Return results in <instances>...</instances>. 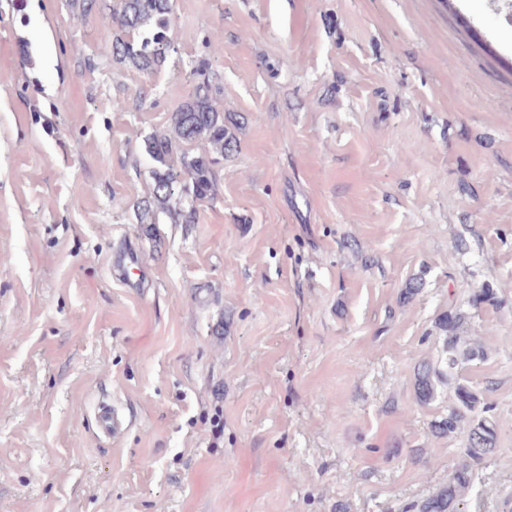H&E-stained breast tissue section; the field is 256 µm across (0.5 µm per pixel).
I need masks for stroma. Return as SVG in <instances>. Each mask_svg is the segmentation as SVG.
Wrapping results in <instances>:
<instances>
[{
	"label": "stroma",
	"instance_id": "35a3bbf8",
	"mask_svg": "<svg viewBox=\"0 0 512 512\" xmlns=\"http://www.w3.org/2000/svg\"><path fill=\"white\" fill-rule=\"evenodd\" d=\"M0 0V512H512V14L505 0H175L167 63L107 12ZM222 39V53L211 43ZM239 115L218 195L149 196L200 66ZM134 248L127 282L115 255ZM410 301L401 291L413 278ZM493 289L492 305L470 306ZM486 350L482 460L433 434L445 311ZM128 428L97 434L96 405ZM445 381V376L429 366H424L416 376L414 390L420 404H429L436 395L437 387ZM471 484L472 476L469 466L461 465L450 474L447 484L418 505V512H458L459 505Z\"/></svg>",
	"mask_w": 512,
	"mask_h": 512
}]
</instances>
